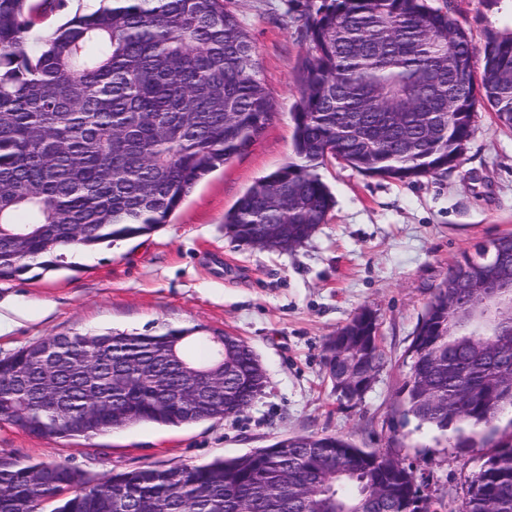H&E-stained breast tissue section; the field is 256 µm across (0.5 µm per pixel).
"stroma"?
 <instances>
[{
  "mask_svg": "<svg viewBox=\"0 0 512 512\" xmlns=\"http://www.w3.org/2000/svg\"><path fill=\"white\" fill-rule=\"evenodd\" d=\"M308 0H229L258 55L275 116L240 155L201 180L168 224L95 251L67 252L61 266L0 280V358L52 336L203 328L230 332L258 355L268 377L243 414L192 425L140 423L50 442L0 425V460L62 461L88 477L242 456L289 435H343L388 451L410 468L435 512H459L469 480L492 452L475 440L419 426L402 412L405 352L448 265L475 244L512 232V128L486 100L457 167L414 182L369 177L338 160L319 174L336 204L302 245L270 251L224 234V215L292 154L290 114L308 44ZM448 8L484 65L489 32L512 30V0H430ZM377 320L384 365L362 402H337L323 369L327 337L361 309Z\"/></svg>",
  "mask_w": 512,
  "mask_h": 512,
  "instance_id": "obj_1",
  "label": "stroma"
}]
</instances>
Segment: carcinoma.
Instances as JSON below:
<instances>
[{
    "label": "carcinoma",
    "instance_id": "1",
    "mask_svg": "<svg viewBox=\"0 0 512 512\" xmlns=\"http://www.w3.org/2000/svg\"><path fill=\"white\" fill-rule=\"evenodd\" d=\"M40 32L68 0H0V279L57 265L64 251L147 236L197 183L245 151L274 115L256 47L227 0H98ZM292 156L224 215L231 239L281 250L307 241L335 201L318 174L344 161L412 182L448 170L484 97L512 128V31L470 40L427 0H322L304 12ZM484 243L455 260L408 347L402 405L419 425L497 433L512 410V307L449 287ZM197 329L53 336L0 359V420L37 437H88L138 423L189 425L243 413L266 373L227 335L222 392L183 399L216 353ZM45 367H34L36 357ZM383 364L358 313L324 343L332 382L367 393ZM431 512L413 472L337 435H291L246 455L139 468L88 481L64 462H0V512ZM461 512H512V436L472 475Z\"/></svg>",
    "mask_w": 512,
    "mask_h": 512
}]
</instances>
